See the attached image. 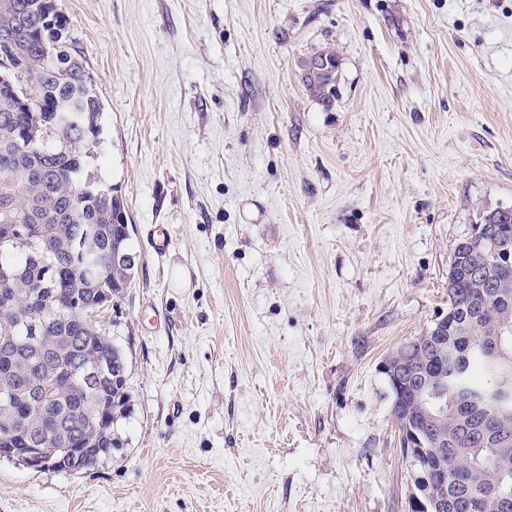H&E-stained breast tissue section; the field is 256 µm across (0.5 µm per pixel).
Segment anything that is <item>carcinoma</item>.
<instances>
[{
	"label": "carcinoma",
	"mask_w": 512,
	"mask_h": 512,
	"mask_svg": "<svg viewBox=\"0 0 512 512\" xmlns=\"http://www.w3.org/2000/svg\"><path fill=\"white\" fill-rule=\"evenodd\" d=\"M51 0H0V266L19 277L0 283V446L71 448L82 468L96 464L97 448H114L118 422L129 414L128 362L99 313L118 300L136 275L123 265L132 253L124 202L112 188L85 177L101 127V104L91 77L49 25ZM56 43L46 55L45 44ZM330 71L304 78L323 105L335 97L336 51L310 60ZM32 72H24L18 62ZM37 91L27 112L14 94L23 78ZM480 253L454 249L448 266V313L420 346L396 350L384 372L396 420L415 411L413 394L442 388L448 418L412 419L448 447L426 464L448 472L435 491L447 512H512V412L497 406V390L512 388V214L495 209L476 222ZM500 341L494 360L487 344ZM495 501L480 505L488 488Z\"/></svg>",
	"instance_id": "1"
}]
</instances>
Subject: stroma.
Here are the masks:
<instances>
[{
  "label": "stroma",
  "instance_id": "1",
  "mask_svg": "<svg viewBox=\"0 0 512 512\" xmlns=\"http://www.w3.org/2000/svg\"><path fill=\"white\" fill-rule=\"evenodd\" d=\"M56 4L132 226L102 316L130 414L91 468L0 459V512H407L381 365L512 207V0ZM326 46L327 108L303 82Z\"/></svg>",
  "mask_w": 512,
  "mask_h": 512
}]
</instances>
